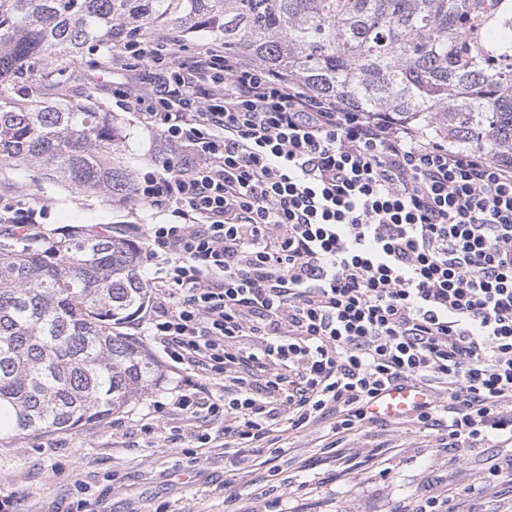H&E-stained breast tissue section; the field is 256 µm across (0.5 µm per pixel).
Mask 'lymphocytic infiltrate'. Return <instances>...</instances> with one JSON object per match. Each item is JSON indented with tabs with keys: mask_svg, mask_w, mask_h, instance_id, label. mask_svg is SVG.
Instances as JSON below:
<instances>
[{
	"mask_svg": "<svg viewBox=\"0 0 512 512\" xmlns=\"http://www.w3.org/2000/svg\"><path fill=\"white\" fill-rule=\"evenodd\" d=\"M174 44L115 56L165 67L152 99L127 100L170 147L135 195L174 221L128 231L145 243L152 340L204 379L173 408L223 422L244 462L330 414L337 441L359 434L372 400L412 383L433 400L410 426L511 448L512 154L350 109L219 46L176 63ZM501 484L512 460L407 512Z\"/></svg>",
	"mask_w": 512,
	"mask_h": 512,
	"instance_id": "f902f5d3",
	"label": "lymphocytic infiltrate"
}]
</instances>
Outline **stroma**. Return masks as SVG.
I'll list each match as a JSON object with an SVG mask.
<instances>
[{"instance_id":"obj_1","label":"stroma","mask_w":512,"mask_h":512,"mask_svg":"<svg viewBox=\"0 0 512 512\" xmlns=\"http://www.w3.org/2000/svg\"><path fill=\"white\" fill-rule=\"evenodd\" d=\"M156 66L137 61L113 70L112 51L86 46L68 66L70 78L47 80L51 100L92 98L122 127L120 157L135 178L166 155L160 132L146 127L142 113L129 110L125 93L137 84L151 93ZM33 208L44 236L58 237L84 224H169L168 210L138 201L118 202L77 192L48 179L41 170L0 165V219L18 208ZM138 315L123 331L143 342L158 361L160 378L149 393L109 418L68 432H48L0 443V499H15L20 512H68L87 497L90 512H399L412 498L436 495L471 482L474 473L512 455L485 448L458 463V449L439 447L433 430L415 429L394 440L385 421L336 448L324 447L330 424L285 434L284 454L263 466L232 464L224 454L219 423L156 409L175 389L198 382L190 369L168 367L160 347L146 335ZM182 438L170 440L171 426ZM209 433L208 444L194 436ZM388 479H380L381 466Z\"/></svg>"}]
</instances>
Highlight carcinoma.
Wrapping results in <instances>:
<instances>
[{
  "mask_svg": "<svg viewBox=\"0 0 512 512\" xmlns=\"http://www.w3.org/2000/svg\"><path fill=\"white\" fill-rule=\"evenodd\" d=\"M170 30L450 144L512 153V0H0V163L133 199L113 115L44 98V68ZM141 263L136 240L92 225L0 242V440L81 428L156 384V362L119 331L146 303Z\"/></svg>",
  "mask_w": 512,
  "mask_h": 512,
  "instance_id": "carcinoma-1",
  "label": "carcinoma"
}]
</instances>
